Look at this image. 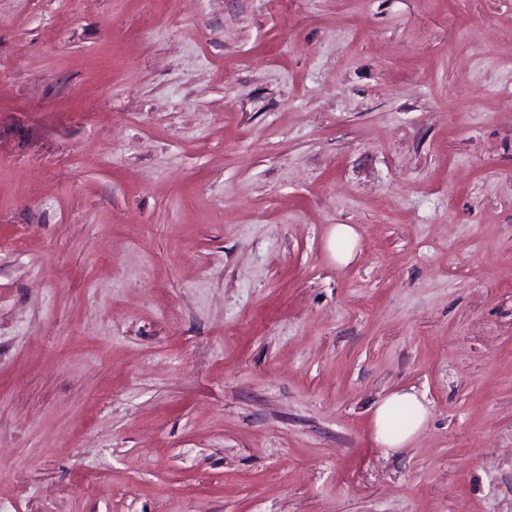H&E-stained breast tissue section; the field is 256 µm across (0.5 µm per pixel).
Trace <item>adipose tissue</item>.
<instances>
[{
  "instance_id": "adipose-tissue-1",
  "label": "adipose tissue",
  "mask_w": 512,
  "mask_h": 512,
  "mask_svg": "<svg viewBox=\"0 0 512 512\" xmlns=\"http://www.w3.org/2000/svg\"><path fill=\"white\" fill-rule=\"evenodd\" d=\"M429 411L412 390H397L383 399L373 414L374 438L379 447H406L425 426Z\"/></svg>"
}]
</instances>
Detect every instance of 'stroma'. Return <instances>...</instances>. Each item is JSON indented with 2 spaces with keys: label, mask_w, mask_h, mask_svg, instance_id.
<instances>
[{
  "label": "stroma",
  "mask_w": 512,
  "mask_h": 512,
  "mask_svg": "<svg viewBox=\"0 0 512 512\" xmlns=\"http://www.w3.org/2000/svg\"><path fill=\"white\" fill-rule=\"evenodd\" d=\"M61 7L0 0V512H512V0ZM357 232L349 224L336 225L332 240L335 244L336 261L339 263H347L357 242ZM406 412L410 416L401 421ZM429 411L414 390H397L383 399L373 414L374 438L380 448H405L425 426Z\"/></svg>",
  "instance_id": "obj_1"
}]
</instances>
